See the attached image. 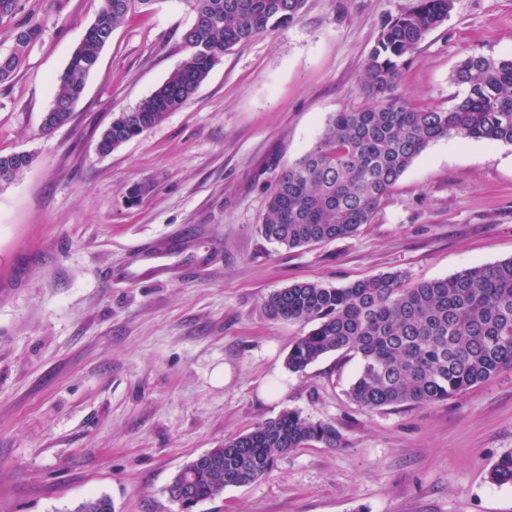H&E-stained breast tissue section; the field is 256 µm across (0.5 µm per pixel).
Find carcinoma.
I'll return each instance as SVG.
<instances>
[{
	"mask_svg": "<svg viewBox=\"0 0 512 512\" xmlns=\"http://www.w3.org/2000/svg\"><path fill=\"white\" fill-rule=\"evenodd\" d=\"M154 2L98 0L94 21L59 77L44 131L70 121L113 31L130 13ZM184 2L193 14L181 35L188 56L136 107L112 118L98 141L101 154L182 108L225 51L299 21L306 4ZM452 8L453 0H415L411 9L382 25L363 66L362 88L370 103L332 115L315 144L280 174L260 227L267 240L293 249L354 234L371 223L382 198L439 139L512 144V56L475 53L463 59L451 76L463 94L452 96L446 108H421L397 92L419 44ZM41 36L36 21L20 26L11 53L0 55V82L11 78ZM31 162L29 154H0V187ZM262 308L271 319L312 325L290 349L288 370L303 371L332 352L358 359L347 395L368 411L444 401L512 369V258L414 284L399 272L344 288L300 282L270 293ZM311 443L340 448L343 437L330 424L285 410L191 460L171 486L188 487L197 505L228 487L262 479L282 457ZM489 479L512 484V452L492 466ZM73 512H112V504L104 496L90 498Z\"/></svg>",
	"mask_w": 512,
	"mask_h": 512,
	"instance_id": "obj_1",
	"label": "carcinoma"
}]
</instances>
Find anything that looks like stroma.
<instances>
[{
	"label": "stroma",
	"mask_w": 512,
	"mask_h": 512,
	"mask_svg": "<svg viewBox=\"0 0 512 512\" xmlns=\"http://www.w3.org/2000/svg\"><path fill=\"white\" fill-rule=\"evenodd\" d=\"M413 3L306 0L298 22L225 52L184 107L108 155L97 143L113 114L187 55L184 0L128 15L50 132L56 80L98 2L16 0L0 18L1 55L28 19L43 28L0 83V154L33 157L0 188V512L101 496L112 512H181L166 488L186 463L286 409L334 425L344 447L295 449L192 512H512V485L488 478L512 452V370L367 413L347 396L357 359L288 371L307 328L262 309L298 282H417L512 258V145L483 140L431 143L352 236L289 249L259 231L279 175L331 115L366 105L363 63ZM474 52L512 55V0H454L400 92L448 107Z\"/></svg>",
	"instance_id": "obj_1"
}]
</instances>
